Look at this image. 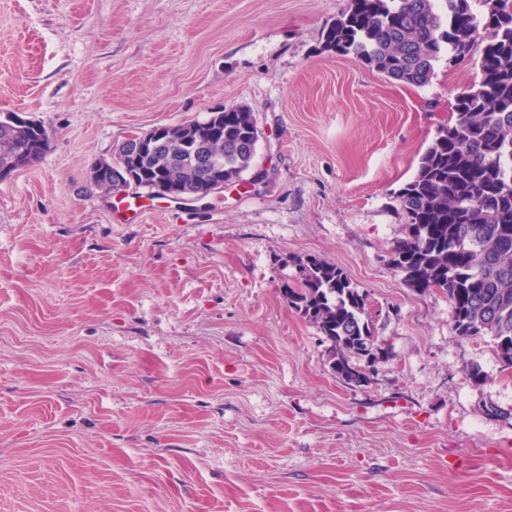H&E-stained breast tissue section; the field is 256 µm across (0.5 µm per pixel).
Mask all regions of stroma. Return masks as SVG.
I'll return each mask as SVG.
<instances>
[{
  "label": "stroma",
  "instance_id": "1",
  "mask_svg": "<svg viewBox=\"0 0 512 512\" xmlns=\"http://www.w3.org/2000/svg\"><path fill=\"white\" fill-rule=\"evenodd\" d=\"M345 3L0 0V112L50 137L0 181V512H512V373L388 260L476 69L406 86L322 51ZM235 107L240 181L113 222L95 162ZM294 255L366 295L364 385L283 297Z\"/></svg>",
  "mask_w": 512,
  "mask_h": 512
}]
</instances>
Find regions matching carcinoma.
I'll return each instance as SVG.
<instances>
[{
	"instance_id": "carcinoma-1",
	"label": "carcinoma",
	"mask_w": 512,
	"mask_h": 512,
	"mask_svg": "<svg viewBox=\"0 0 512 512\" xmlns=\"http://www.w3.org/2000/svg\"><path fill=\"white\" fill-rule=\"evenodd\" d=\"M347 0L324 31V48L348 55L391 81L421 87L443 55L448 63L477 54L478 76L455 97L448 124L421 154L399 191L408 224L391 262L417 292L441 291L458 335L492 337L512 368V0ZM12 114L0 113V169L42 160L19 153ZM169 139L140 158L150 174L132 185L153 191L160 176L192 193L218 173L234 180L256 155L259 132L245 107L168 127ZM299 285L285 286L292 308L331 342V369L344 383L360 379L354 358L386 347L372 331L367 297L343 269L293 256Z\"/></svg>"
}]
</instances>
